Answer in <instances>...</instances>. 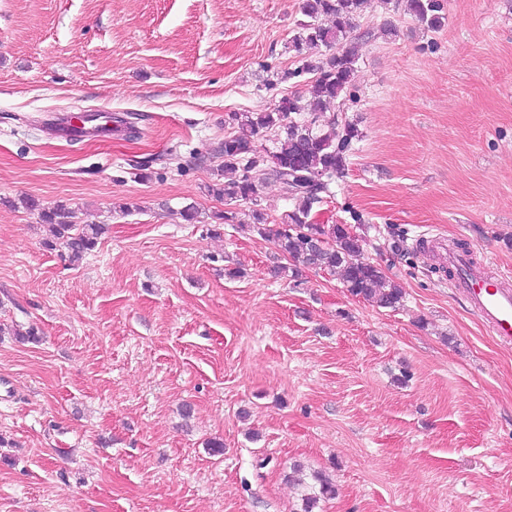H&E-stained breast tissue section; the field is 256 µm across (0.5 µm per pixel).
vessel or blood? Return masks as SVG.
<instances>
[{
    "instance_id": "vessel-or-blood-1",
    "label": "vessel or blood",
    "mask_w": 512,
    "mask_h": 512,
    "mask_svg": "<svg viewBox=\"0 0 512 512\" xmlns=\"http://www.w3.org/2000/svg\"><path fill=\"white\" fill-rule=\"evenodd\" d=\"M424 256L450 270V285L500 344L512 345V276L438 235L425 236Z\"/></svg>"
}]
</instances>
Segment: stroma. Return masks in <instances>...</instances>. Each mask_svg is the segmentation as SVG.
<instances>
[{"label": "stroma", "mask_w": 512, "mask_h": 512, "mask_svg": "<svg viewBox=\"0 0 512 512\" xmlns=\"http://www.w3.org/2000/svg\"><path fill=\"white\" fill-rule=\"evenodd\" d=\"M299 5L0 0V512H300L316 472L314 512H512V346L417 248L512 271V0H445L437 30L376 0L350 34L331 110L360 138L314 221L365 237L394 310L292 277L252 227L209 232L250 210L207 192L233 114L307 89L279 78ZM99 110L142 119L46 128ZM26 196L108 230L71 261Z\"/></svg>", "instance_id": "stroma-1"}]
</instances>
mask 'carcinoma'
I'll use <instances>...</instances> for the list:
<instances>
[{"mask_svg": "<svg viewBox=\"0 0 512 512\" xmlns=\"http://www.w3.org/2000/svg\"><path fill=\"white\" fill-rule=\"evenodd\" d=\"M372 8V0H302L299 21L289 41L301 56V65L283 78L311 76L310 102L286 97L270 111L241 112L235 120L255 133L273 136L274 149L260 154L249 142L235 135L224 137L219 152L224 170L236 177L208 186V193L229 202L254 205L248 217L257 232L274 240L277 249L306 268L337 275L348 292L379 308H397L403 291L374 263L362 262L365 238L343 224L325 226L312 222V211L323 197L333 194L336 181L346 174L347 158L358 140V131L336 117L325 118L326 105L337 101L351 86L358 56L349 40L355 22ZM405 10L429 29L445 22L442 0H405ZM281 185L291 210L276 229L266 227L264 213L255 208L259 188L268 182ZM31 211H40L49 235L46 245H63L73 258L97 246L104 224H75L72 211L61 204L43 210L34 198L25 200ZM319 494L303 498L302 512H313L320 498L336 494L323 476H315Z\"/></svg>", "mask_w": 512, "mask_h": 512, "instance_id": "carcinoma-1", "label": "carcinoma"}]
</instances>
